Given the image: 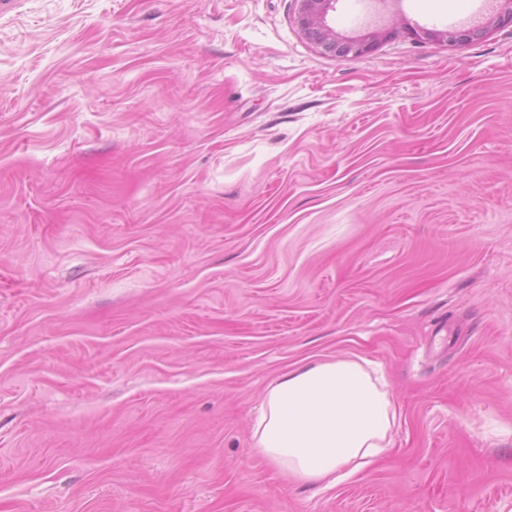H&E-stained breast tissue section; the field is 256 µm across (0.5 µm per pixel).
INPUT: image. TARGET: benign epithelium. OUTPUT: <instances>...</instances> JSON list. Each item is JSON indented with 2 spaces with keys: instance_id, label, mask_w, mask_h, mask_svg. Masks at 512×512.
<instances>
[{
  "instance_id": "benign-epithelium-1",
  "label": "benign epithelium",
  "mask_w": 512,
  "mask_h": 512,
  "mask_svg": "<svg viewBox=\"0 0 512 512\" xmlns=\"http://www.w3.org/2000/svg\"><path fill=\"white\" fill-rule=\"evenodd\" d=\"M298 23L306 36L322 47L326 52L338 57H358L372 51L379 43L382 33L369 38L342 39L336 38L335 30L328 23V15L336 9V0H297ZM503 4L501 11L491 16L483 31L487 32L495 27L512 25V0H500ZM428 38H444L456 44L471 38V33L465 31L441 32L437 30H424Z\"/></svg>"
}]
</instances>
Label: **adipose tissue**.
Segmentation results:
<instances>
[{
    "instance_id": "obj_1",
    "label": "adipose tissue",
    "mask_w": 512,
    "mask_h": 512,
    "mask_svg": "<svg viewBox=\"0 0 512 512\" xmlns=\"http://www.w3.org/2000/svg\"><path fill=\"white\" fill-rule=\"evenodd\" d=\"M395 420L379 365L307 360L267 389L253 436L259 452L290 478L332 485L390 448Z\"/></svg>"
}]
</instances>
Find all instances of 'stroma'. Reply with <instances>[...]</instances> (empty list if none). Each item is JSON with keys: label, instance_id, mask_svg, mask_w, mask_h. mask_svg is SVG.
Segmentation results:
<instances>
[{"label": "stroma", "instance_id": "stroma-1", "mask_svg": "<svg viewBox=\"0 0 512 512\" xmlns=\"http://www.w3.org/2000/svg\"><path fill=\"white\" fill-rule=\"evenodd\" d=\"M459 0L0 11V512H512V26ZM382 366L330 487L255 447L305 359ZM299 2L298 23L306 36L326 52L338 57H358L372 51L383 31L369 38H336L328 23V15L336 9V0H296Z\"/></svg>", "mask_w": 512, "mask_h": 512}]
</instances>
